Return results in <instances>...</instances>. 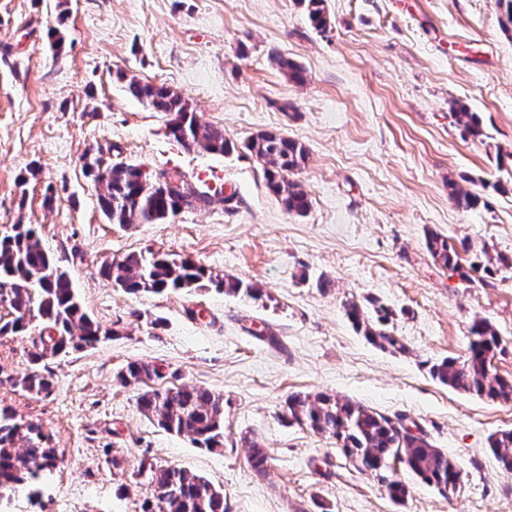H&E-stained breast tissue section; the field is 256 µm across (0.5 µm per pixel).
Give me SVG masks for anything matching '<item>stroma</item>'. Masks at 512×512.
<instances>
[{
    "label": "stroma",
    "mask_w": 512,
    "mask_h": 512,
    "mask_svg": "<svg viewBox=\"0 0 512 512\" xmlns=\"http://www.w3.org/2000/svg\"><path fill=\"white\" fill-rule=\"evenodd\" d=\"M315 30L304 0H0V226L35 224L84 310L107 329L94 346L48 359L50 397L17 387L25 336L0 337V407L41 425L56 469L0 500V512H141L148 464L182 468L224 492L227 512H512V476L488 446L512 429V403L434 380L430 364L465 355L474 319L503 339L512 376V269L467 284L438 265L427 232L512 256V32L497 0H325ZM60 31L54 53L46 36ZM300 66L303 83L281 69ZM180 92L201 121L242 143L282 133L309 152L296 178L311 205L288 213L259 163L186 148L168 115L130 97L116 71ZM479 115L463 134L452 103ZM177 170L236 192L175 219L106 221L84 153ZM35 178H26L29 165ZM52 203H45L46 187ZM478 195L462 209L451 190ZM165 252L262 288V300L216 291L130 294L101 274L129 253ZM389 308L407 347L358 334L346 303ZM155 364L165 385L224 396L223 453L168 433L138 409L128 362ZM327 392L402 414L462 469L440 494L405 469L393 503L335 440L290 423L293 393ZM270 455L256 475L240 437Z\"/></svg>",
    "instance_id": "35a3bbf8"
}]
</instances>
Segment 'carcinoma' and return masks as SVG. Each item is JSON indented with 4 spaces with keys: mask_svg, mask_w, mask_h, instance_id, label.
<instances>
[{
    "mask_svg": "<svg viewBox=\"0 0 512 512\" xmlns=\"http://www.w3.org/2000/svg\"><path fill=\"white\" fill-rule=\"evenodd\" d=\"M308 17L316 29L328 25L324 0H305ZM116 79L126 91L156 112L170 116L169 135L186 147L200 146L208 152L227 155L237 149L246 151L262 167L268 189L296 215L305 214L310 201L301 184L293 178L303 167L306 147L282 133L260 132L242 146L228 141L224 129L199 119L180 93L163 84L137 79L119 70ZM464 134H482L479 117L463 105L452 113ZM103 156L97 152L83 165L98 191L102 213L112 224H152L209 205L220 197L233 204L235 194L195 192L182 172L155 170L156 178L146 183L142 169L119 163L101 167ZM426 246L436 262L466 282L479 280L488 286L494 267L512 268V256L489 254L482 249L466 258L470 246L458 251L448 240L430 232ZM478 278H473L472 274ZM102 274L130 294H162L169 290L215 288L226 295L242 294L259 300L261 289L228 274L215 273L191 259L175 261L164 253H130L106 264ZM346 315L357 333L369 343L392 353L406 351L405 345L388 329V309L374 307L370 317L357 304L345 305ZM30 335L32 349L28 359L33 370L17 385L36 396L52 394L53 374L41 367L49 357L82 350L108 335L83 309L67 273L58 260L42 246L31 224H11L0 229V337ZM502 338L485 318L470 326L467 354L444 358L429 367L431 377L457 391L488 401L512 402V377H504L493 367L501 351ZM162 380L165 374L154 364L132 361L118 374L125 385H140L143 379ZM288 420L316 434L336 440L337 449L358 469L374 474L394 503L408 497L407 485L386 475L390 463L399 462L426 484L446 493L456 488L461 469L458 462L437 448L422 433L404 430L406 416L379 413L361 403L340 400L323 393H294L285 402ZM141 413L166 432L184 435L209 451L224 449V396L194 385L151 388L138 398ZM251 469L263 475L269 457L257 442L248 441ZM489 447L501 471L512 475V430L495 432ZM58 449L50 437L33 422L16 420L13 413L0 411V497L57 467ZM151 497L144 500L142 512H226L224 492L204 477L176 467L155 465L149 468Z\"/></svg>",
    "mask_w": 512,
    "mask_h": 512,
    "instance_id": "obj_1",
    "label": "carcinoma"
}]
</instances>
